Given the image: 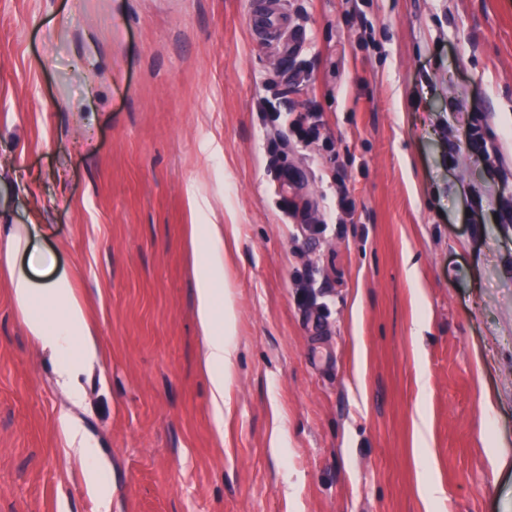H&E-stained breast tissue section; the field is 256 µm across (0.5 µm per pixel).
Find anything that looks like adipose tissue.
<instances>
[{"mask_svg": "<svg viewBox=\"0 0 512 512\" xmlns=\"http://www.w3.org/2000/svg\"><path fill=\"white\" fill-rule=\"evenodd\" d=\"M36 231L33 224H0V243L6 245L4 259L10 270V291L29 333L55 366L57 386L77 403L83 396L81 376L101 366L104 350L84 305L75 295L69 275L61 272L51 280L40 279V269L53 265L54 258L30 249L29 241ZM192 246L199 257L198 359L208 378L213 424L220 434L224 431V393L238 359L234 302L232 297L222 296L219 289L224 279L223 225H193ZM58 422L67 449L83 465L88 492L97 499L102 512H107L112 498L107 461L71 412H61Z\"/></svg>", "mask_w": 512, "mask_h": 512, "instance_id": "ef3b65f1", "label": "adipose tissue"}]
</instances>
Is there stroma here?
<instances>
[{"label":"stroma","mask_w":512,"mask_h":512,"mask_svg":"<svg viewBox=\"0 0 512 512\" xmlns=\"http://www.w3.org/2000/svg\"><path fill=\"white\" fill-rule=\"evenodd\" d=\"M256 7L0 0V222L38 225L107 351L71 406L0 262V512H99L66 408L111 512H512V224L458 148L480 113L512 173V0H283L284 68ZM300 105L318 138L277 143ZM200 221L236 242L220 436ZM58 422L66 448L73 452L83 465L88 492L97 498L102 512H110L112 482L107 461L99 454L91 439L83 432L79 421L70 411H62Z\"/></svg>","instance_id":"1"}]
</instances>
